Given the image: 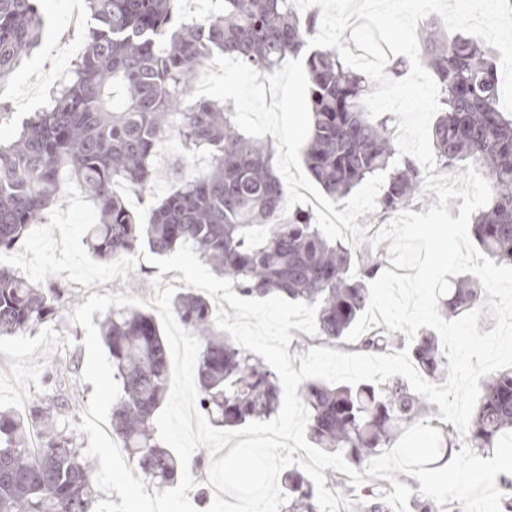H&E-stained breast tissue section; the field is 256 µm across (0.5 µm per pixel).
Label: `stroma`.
Segmentation results:
<instances>
[{"instance_id":"obj_1","label":"stroma","mask_w":512,"mask_h":512,"mask_svg":"<svg viewBox=\"0 0 512 512\" xmlns=\"http://www.w3.org/2000/svg\"><path fill=\"white\" fill-rule=\"evenodd\" d=\"M39 10L45 20L41 45L25 59L11 79L0 85V108L7 118H0V141L10 142L22 122L45 106L49 91L66 75L85 46L87 30L92 25L89 14L72 22L68 0H39ZM163 285H178L182 274L172 270L160 272L157 266L139 261L127 279H114L89 287L71 282L64 276H51L47 285L61 293H75V302L66 303L49 323L27 332L0 338V410L27 412L33 403L47 400L53 390L46 386L45 375L58 364L73 365L65 376L61 391L70 405V424H81L94 390L91 383L82 381L86 348L84 329L74 323L71 315L76 305L84 304L91 294L122 293L142 300L154 298V278ZM66 343V353H59V343ZM413 469L405 478L419 486L422 496L438 501L440 512H503L500 496L485 492L484 487L497 483L500 474L512 471V445L495 449L482 456L467 446L453 448L447 461H431L426 449L411 452ZM465 472L472 475L471 483L452 485L450 476Z\"/></svg>"}]
</instances>
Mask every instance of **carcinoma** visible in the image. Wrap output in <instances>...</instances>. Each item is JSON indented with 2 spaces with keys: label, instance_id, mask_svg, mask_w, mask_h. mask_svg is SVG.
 Listing matches in <instances>:
<instances>
[{
  "label": "carcinoma",
  "instance_id": "carcinoma-1",
  "mask_svg": "<svg viewBox=\"0 0 512 512\" xmlns=\"http://www.w3.org/2000/svg\"><path fill=\"white\" fill-rule=\"evenodd\" d=\"M180 2L85 0L94 26L69 77L13 140L0 143V251L14 248L30 225L44 223L65 199L69 179L97 212L98 223L85 234L94 258L113 262L144 248L166 255L188 244L243 296L318 305V341L343 347L367 308L385 246L357 252L326 238L310 215L284 213L287 189L275 171L273 143L240 130L231 106L190 99L193 76L217 52L261 74L274 73L287 55H301L311 113L304 161L326 194L346 198L385 171L378 204L394 213L421 192L425 174L406 159L393 164L391 118L373 119L363 105L374 83L345 67L336 49L308 47L315 17L301 24L292 0H217L218 10L191 19L180 15ZM43 27L36 0H0V83L40 45ZM421 46L444 105L430 131L437 162L448 168L470 159L486 170L492 197L475 213L471 233L486 257L512 264V114L498 108L495 62L474 39L432 24L423 28ZM170 137L184 156L172 172L173 189L157 197L154 159ZM197 153L210 156L209 167L189 166ZM116 184L139 195L149 210L146 223L113 191ZM486 299L477 277L466 276L449 289L441 312L451 320ZM60 303L59 289L40 288L0 266V336L51 321ZM171 308L201 345V411L224 427L273 415L278 376L216 327L209 301L186 289L173 296ZM102 328L120 387L112 435L148 483L163 490L181 478L179 459L155 426L172 375L163 334L152 314L135 307L112 311ZM405 346L406 337L384 329L352 342L377 353ZM410 356L431 383L448 374L442 343L428 330L417 333ZM298 395L308 409L311 442L342 452L367 475L361 512H387L385 494L376 491L382 478L371 466L396 452L399 435L426 421L436 430L433 451L445 457L461 439L483 452L512 439V367L481 379L463 436L400 380L329 386L307 379ZM93 471L64 403L34 405L26 415L0 411V512H93L99 497ZM280 488L284 512H319L316 486L303 471H285ZM407 491L416 512H439L417 486Z\"/></svg>",
  "mask_w": 512,
  "mask_h": 512
}]
</instances>
